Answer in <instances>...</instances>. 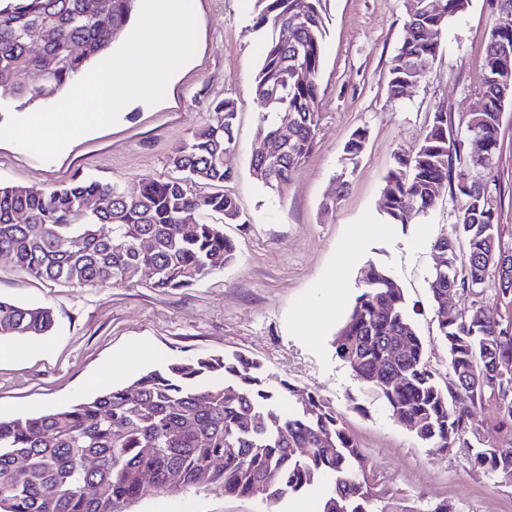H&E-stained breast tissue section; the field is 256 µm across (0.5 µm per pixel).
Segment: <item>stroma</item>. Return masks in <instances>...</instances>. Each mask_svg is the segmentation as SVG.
Listing matches in <instances>:
<instances>
[{"label": "stroma", "instance_id": "1", "mask_svg": "<svg viewBox=\"0 0 512 512\" xmlns=\"http://www.w3.org/2000/svg\"><path fill=\"white\" fill-rule=\"evenodd\" d=\"M192 3L196 52L171 78L162 102H135L116 124L74 139L49 162L0 142V183L51 191L87 176L135 192L142 181L173 177V150L206 122L213 101L230 98L238 106L236 147L224 163L237 177L222 189L245 218L224 227L238 245L237 259L190 288L158 292L143 284L49 282L0 256V299L49 307L55 319L46 336H0V416L49 413L101 383L126 384L172 359L241 353L262 364L271 384L285 379L329 400L380 480L414 512L441 501L454 512H512V483L466 469L465 448L420 442L355 380L332 344L361 291L360 270L373 262L403 288L431 368L448 372L427 279L432 245L450 233L462 202L444 189L416 223L389 224L384 178L396 152L419 144L436 110L447 112L451 138H465L468 115L481 105L476 87L496 0H469L466 12L449 21L421 81L395 100L385 76L405 37L404 0H330L316 144L281 195L250 175L260 148L255 0ZM359 127L368 131L366 147L342 189L336 177L343 145ZM501 140L490 176L504 193L499 222L512 241V105L502 115ZM327 299L333 314L322 320L313 309ZM123 512H266V502L259 493L160 494L149 487Z\"/></svg>", "mask_w": 512, "mask_h": 512}]
</instances>
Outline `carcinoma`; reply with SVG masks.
Returning <instances> with one entry per match:
<instances>
[{"label":"carcinoma","mask_w":512,"mask_h":512,"mask_svg":"<svg viewBox=\"0 0 512 512\" xmlns=\"http://www.w3.org/2000/svg\"><path fill=\"white\" fill-rule=\"evenodd\" d=\"M327 2L255 0L253 31L265 35L254 87L257 135L277 138L284 116L289 134L271 158L251 160L250 174L279 195L315 144ZM137 3L3 0L0 88L21 108L39 107L108 51ZM468 5L405 0L407 38L388 69L390 97L404 96L438 56L441 42L428 31L444 30ZM19 73L30 81L14 83ZM477 90L482 104L469 114L466 140L448 138V113L434 112L420 144L394 156L383 189L389 224L426 214L445 183L463 200L451 235L433 245L442 263L428 280L448 381L440 385L427 365L403 289L373 263L361 269L362 290L333 345L392 417L414 422L419 440L465 447L471 469L511 482L512 455L497 452L495 441L512 438V320L479 300L491 288L512 305V276L498 270L509 246L498 224L501 191L479 169L498 158L502 112L512 103V0H497ZM236 120L233 100L217 102L169 157L185 176L146 181L135 194L90 177L52 191L0 184V253L38 278L80 288L145 282L166 292L224 269L236 244L211 218L245 223L237 201L226 192L198 196L187 182L234 180L224 153L236 146ZM366 140L367 130L356 129L344 144L346 159L358 158ZM20 214L27 223L17 222ZM450 291L463 300L453 312L442 308ZM52 326L50 308L0 300V336H45ZM488 398L498 417L485 435L472 417ZM145 472L162 494L261 491L273 505L324 486L318 512H407L396 492L377 483L328 400L286 380L272 385L263 366L241 353L172 360L51 413L0 418V512H120L141 494Z\"/></svg>","instance_id":"obj_1"}]
</instances>
